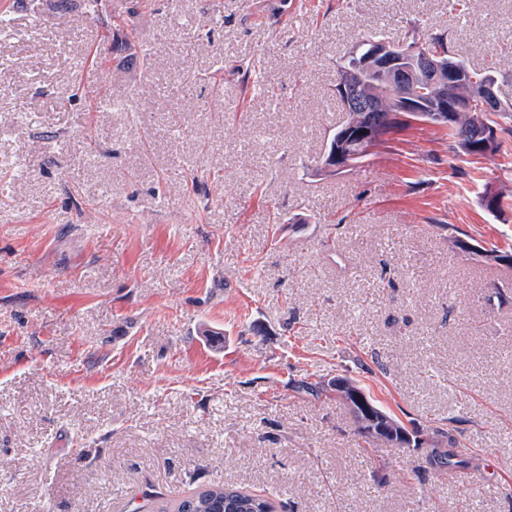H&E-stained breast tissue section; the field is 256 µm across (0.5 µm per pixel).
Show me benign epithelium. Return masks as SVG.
I'll use <instances>...</instances> for the list:
<instances>
[{
    "label": "benign epithelium",
    "mask_w": 512,
    "mask_h": 512,
    "mask_svg": "<svg viewBox=\"0 0 512 512\" xmlns=\"http://www.w3.org/2000/svg\"><path fill=\"white\" fill-rule=\"evenodd\" d=\"M377 74L386 86V91L373 98H360L352 92L355 80L361 73ZM459 76L458 70L448 66V46L432 44L426 40H407L398 45L374 43L368 54L355 69L338 77L336 95L344 99L342 122L327 138L325 149L319 159L320 165L346 172L355 166L353 158L371 153L372 148L382 142L390 132L383 128H371L367 113L382 109V100L392 98L394 111L390 119L403 126L430 124L447 127L452 124L454 113L462 104L446 95L427 101L415 95L414 86L405 79L410 77L421 84L434 87L439 81L451 83ZM473 99L481 112H497L508 115L512 109L504 103L502 87L497 82L484 81L476 87Z\"/></svg>",
    "instance_id": "7a95c632"
}]
</instances>
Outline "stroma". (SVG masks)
<instances>
[{"label": "stroma", "mask_w": 512, "mask_h": 512, "mask_svg": "<svg viewBox=\"0 0 512 512\" xmlns=\"http://www.w3.org/2000/svg\"><path fill=\"white\" fill-rule=\"evenodd\" d=\"M3 11L0 512H156L212 484L276 512H512V265L451 244L512 253V207L481 203L512 199V161L449 159L415 124L313 172L359 39L441 32L512 77V0ZM338 378L458 436L465 468L298 390ZM451 241L453 245L460 249L462 252L468 253L469 255L472 256H476L478 258H484L486 262L509 264L512 261V254H509L508 252H500L494 249L488 250L485 248H483V251L479 249H473L466 243V241L457 236L453 237Z\"/></svg>", "instance_id": "1"}]
</instances>
